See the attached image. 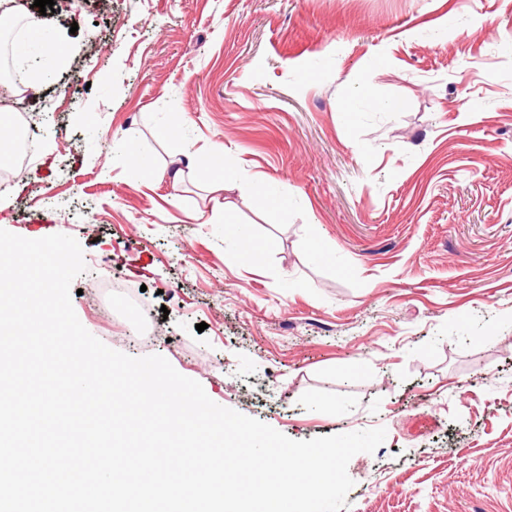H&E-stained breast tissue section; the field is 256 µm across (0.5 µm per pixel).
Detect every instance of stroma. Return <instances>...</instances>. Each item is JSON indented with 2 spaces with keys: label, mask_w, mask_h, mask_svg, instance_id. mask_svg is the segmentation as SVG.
Listing matches in <instances>:
<instances>
[{
  "label": "stroma",
  "mask_w": 512,
  "mask_h": 512,
  "mask_svg": "<svg viewBox=\"0 0 512 512\" xmlns=\"http://www.w3.org/2000/svg\"><path fill=\"white\" fill-rule=\"evenodd\" d=\"M14 2L64 53L0 78V229L77 239L82 325L291 439L385 428L342 512H512V0ZM217 146L224 191L164 176Z\"/></svg>",
  "instance_id": "1"
}]
</instances>
